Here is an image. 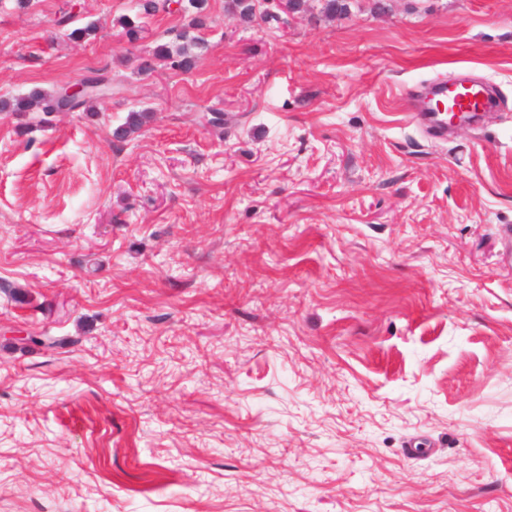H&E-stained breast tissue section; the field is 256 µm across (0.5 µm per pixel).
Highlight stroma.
<instances>
[{"label":"stroma","instance_id":"35a3bbf8","mask_svg":"<svg viewBox=\"0 0 512 512\" xmlns=\"http://www.w3.org/2000/svg\"><path fill=\"white\" fill-rule=\"evenodd\" d=\"M136 3L0 0V99L112 78L0 111V512H512V0H207L149 74L187 19ZM153 59L167 62L172 69L189 72L195 67L197 56L191 55L188 52V47H183L182 50L177 52L176 56H174L167 44L158 45L152 53L151 58L143 61L141 67L143 72L149 73L154 71ZM101 70H95L91 71L89 75H87L84 79V82L86 83H93V84H100L102 83L105 88H107L109 91L112 90V78L108 77L104 72H100ZM81 83L78 86H65L66 90L64 92L60 93L61 98H65L66 101H64V104H66L68 101L72 99H80L84 97L87 93H89L88 88L86 85ZM103 95H89L86 98H82L75 102L71 108V112H92L94 105L93 102L97 101L98 99L102 98ZM429 85L424 96L411 99L409 108L420 112V122L435 138H446L448 122L457 116L483 112L493 103L487 80L461 79L448 84L447 78H438ZM58 90L51 93L41 90H34L28 95L14 98L8 107L11 112H29L34 108H38L45 114L58 112L59 102L57 99Z\"/></svg>","mask_w":512,"mask_h":512}]
</instances>
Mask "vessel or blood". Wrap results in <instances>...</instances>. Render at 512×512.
I'll return each instance as SVG.
<instances>
[{"label":"vessel or blood","mask_w":512,"mask_h":512,"mask_svg":"<svg viewBox=\"0 0 512 512\" xmlns=\"http://www.w3.org/2000/svg\"><path fill=\"white\" fill-rule=\"evenodd\" d=\"M489 81L444 78L431 80L425 95L411 99L409 108L417 112L426 130L436 138L448 135V124L460 115H473L491 107Z\"/></svg>","instance_id":"b4317fda"}]
</instances>
